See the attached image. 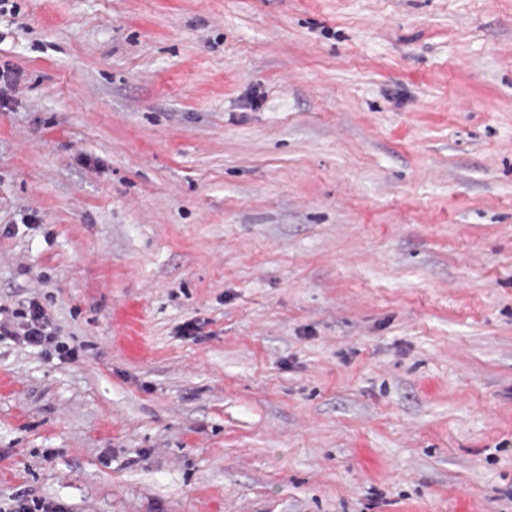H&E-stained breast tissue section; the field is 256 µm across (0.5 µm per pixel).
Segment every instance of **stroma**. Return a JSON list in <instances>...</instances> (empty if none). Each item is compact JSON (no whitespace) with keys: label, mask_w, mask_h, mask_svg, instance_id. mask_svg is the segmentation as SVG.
<instances>
[{"label":"stroma","mask_w":512,"mask_h":512,"mask_svg":"<svg viewBox=\"0 0 512 512\" xmlns=\"http://www.w3.org/2000/svg\"><path fill=\"white\" fill-rule=\"evenodd\" d=\"M9 4L0 512H512V0ZM21 318V320H18ZM8 337L22 345L36 349L54 347L59 358H73L75 351L61 341L58 329L35 298L28 301L25 312H9L0 307V338Z\"/></svg>","instance_id":"obj_1"}]
</instances>
